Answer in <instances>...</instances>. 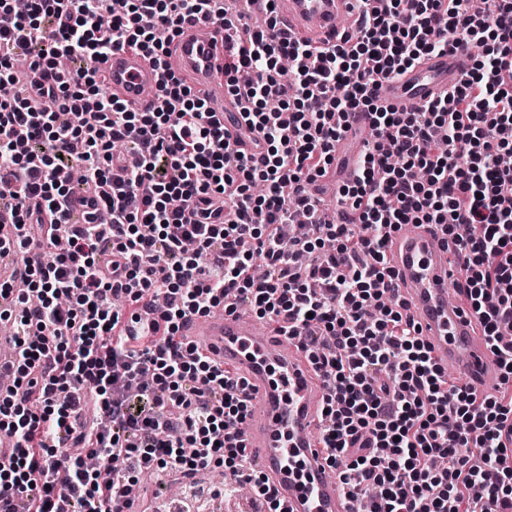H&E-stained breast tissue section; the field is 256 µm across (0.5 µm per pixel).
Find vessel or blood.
<instances>
[{"instance_id": "vessel-or-blood-1", "label": "vessel or blood", "mask_w": 512, "mask_h": 512, "mask_svg": "<svg viewBox=\"0 0 512 512\" xmlns=\"http://www.w3.org/2000/svg\"><path fill=\"white\" fill-rule=\"evenodd\" d=\"M363 12L360 0H275L279 29L289 38L322 48L353 34ZM230 31L210 23L184 26L170 46L171 68L190 77L208 97L215 112H239L233 98L214 95L224 72V42ZM469 64L465 48L423 58L399 80L377 88L380 105L408 112L441 98L458 82ZM103 72L113 93L146 110L155 100L157 73L141 54L125 49L109 55ZM352 136L336 146L337 154L363 146L370 131L367 114L348 118ZM393 292L405 301L434 361L478 395L500 384L496 357L474 313L448 297L457 280L453 248L439 227L409 224L396 234L388 250ZM196 344L223 361L225 369L244 377L257 416L244 430L250 469L268 477L288 512H355L318 442L317 425L327 392L323 377L298 346H285L274 322L241 312H225L186 322L182 330Z\"/></svg>"}]
</instances>
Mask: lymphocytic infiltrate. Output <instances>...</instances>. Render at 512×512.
<instances>
[{"label": "lymphocytic infiltrate", "mask_w": 512, "mask_h": 512, "mask_svg": "<svg viewBox=\"0 0 512 512\" xmlns=\"http://www.w3.org/2000/svg\"><path fill=\"white\" fill-rule=\"evenodd\" d=\"M238 2L27 0L21 14L0 0V256H21L0 281L13 304L0 312L13 327L0 431L16 447L0 512H119L145 499L142 471L211 467L285 512L247 467L244 379L180 334L220 308L300 339L327 383L319 442L358 512H512V401L450 384L387 259L403 225L442 226L462 257L458 292L512 379V167L499 162L512 153V0H380L320 50L274 16L249 24L251 0ZM195 22L235 31L224 82L258 152L235 150L167 61ZM461 45L479 60L443 99L378 103L382 81ZM119 49L158 69L152 109L105 90L97 67ZM36 68L47 83L29 82ZM352 112L370 114L373 140L338 190L346 218L325 221L314 184ZM118 142L137 145L134 167ZM77 184L98 190L108 223L71 222ZM471 444L479 456L463 455Z\"/></svg>", "instance_id": "1"}]
</instances>
